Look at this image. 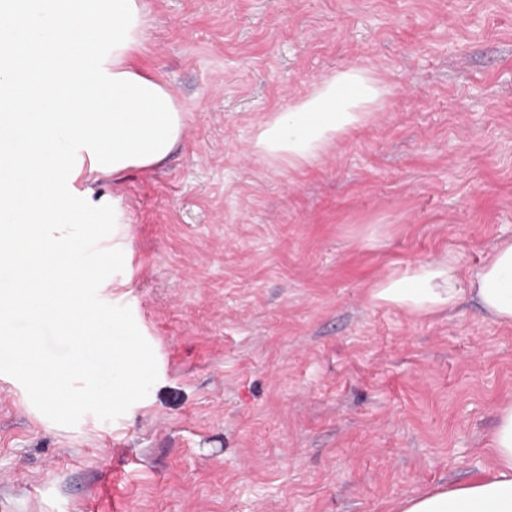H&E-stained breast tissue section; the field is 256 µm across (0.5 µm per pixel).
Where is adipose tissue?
I'll return each instance as SVG.
<instances>
[{"label":"adipose tissue","instance_id":"obj_1","mask_svg":"<svg viewBox=\"0 0 512 512\" xmlns=\"http://www.w3.org/2000/svg\"><path fill=\"white\" fill-rule=\"evenodd\" d=\"M21 25L0 45V158L30 167L26 194L0 181V334L25 309L68 311L76 346L105 344L80 306L78 245L102 236L91 178L145 171L176 149L185 112L170 87L138 64L147 25L142 0H0V20ZM30 84L50 101L43 112H19L15 92ZM388 94L370 69L347 67L323 77L287 110L258 124L251 151L299 168L329 156L352 131L373 123ZM483 320L512 327V237L497 240L483 261L462 266L445 253L379 279L380 305L422 318L454 311L464 298ZM20 372L58 409L71 400L70 374H45L17 353ZM487 452L490 475L431 489L401 501L396 512H512V402L499 408Z\"/></svg>","mask_w":512,"mask_h":512}]
</instances>
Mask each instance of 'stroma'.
I'll use <instances>...</instances> for the list:
<instances>
[{
	"label": "stroma",
	"mask_w": 512,
	"mask_h": 512,
	"mask_svg": "<svg viewBox=\"0 0 512 512\" xmlns=\"http://www.w3.org/2000/svg\"><path fill=\"white\" fill-rule=\"evenodd\" d=\"M141 65L186 111L120 199L129 307L158 380L118 419L53 423L0 374L13 512H393L489 472L512 328L413 318L380 278L512 236V0H143ZM372 69L379 120L314 166L249 144L323 76Z\"/></svg>",
	"instance_id": "1"
}]
</instances>
